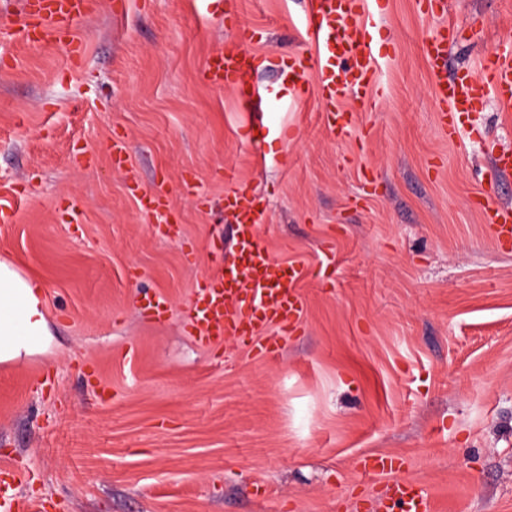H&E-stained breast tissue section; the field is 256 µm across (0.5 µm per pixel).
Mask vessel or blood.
Here are the masks:
<instances>
[{
	"label": "vessel or blood",
	"mask_w": 512,
	"mask_h": 512,
	"mask_svg": "<svg viewBox=\"0 0 512 512\" xmlns=\"http://www.w3.org/2000/svg\"><path fill=\"white\" fill-rule=\"evenodd\" d=\"M92 0H26L17 22L0 28V48L10 42L36 48L49 43L71 42L73 25L91 7ZM365 0H306V33L313 43L314 59L297 58L285 64L280 78L297 88L314 80L322 120L332 135H343L353 126L354 106L373 103L379 91L376 36L365 17ZM458 32L456 25L442 26L424 45L433 62L435 96L441 102L439 121L449 136H456L464 118L482 111L488 100L503 109L512 108V43L489 51L476 70L446 77L440 67L448 56V45ZM254 56L245 49H217L206 60L200 78L205 83L247 91V105L266 108L258 88L250 87L256 72ZM128 194L149 216L171 218L175 203L163 187L147 188L131 182ZM268 206L264 195L246 182H238L224 196V211L235 227L236 255L244 262L242 276L216 272L192 299L190 318L198 341L206 346L234 338L246 342L252 355L271 360L285 339L302 324L303 297L299 289L302 273L292 265L278 264L263 245L259 227ZM483 217L503 250L512 249V208L484 206ZM364 471L391 476L388 487L398 512H432L430 499L406 480L396 479L401 468L395 455L373 454L363 459ZM26 476L6 471L0 479V512H10L13 490Z\"/></svg>",
	"instance_id": "obj_1"
}]
</instances>
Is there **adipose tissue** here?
Masks as SVG:
<instances>
[{
	"mask_svg": "<svg viewBox=\"0 0 512 512\" xmlns=\"http://www.w3.org/2000/svg\"><path fill=\"white\" fill-rule=\"evenodd\" d=\"M39 279L0 262V359L19 361L39 350L47 336Z\"/></svg>",
	"mask_w": 512,
	"mask_h": 512,
	"instance_id": "ef3b65f1",
	"label": "adipose tissue"
}]
</instances>
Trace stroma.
I'll return each instance as SVG.
<instances>
[{"instance_id":"obj_1","label":"stroma","mask_w":512,"mask_h":512,"mask_svg":"<svg viewBox=\"0 0 512 512\" xmlns=\"http://www.w3.org/2000/svg\"><path fill=\"white\" fill-rule=\"evenodd\" d=\"M96 0L83 48L11 47L0 62V260L43 283L45 347L0 368V466L31 472L19 507L41 512H390L402 473L435 512H512V253L473 199L512 204V110L488 102L481 133L438 123L423 47L445 23L462 34L447 73L512 41V0H449L428 18L382 0L385 93L332 137L313 92L281 89L262 149L233 88L199 70L237 33L203 0ZM303 0H239L256 83L277 86L283 56L310 57ZM124 136L127 165L112 164ZM192 174L196 196H184ZM165 182L166 229L127 180ZM270 202L260 232L300 267L302 326L279 357L193 338L188 306L224 261L233 226L218 201L233 180ZM332 249L333 286L316 273ZM165 296L155 320L149 299ZM264 494H257V487ZM361 468L367 472L394 475L401 469V463L395 455L373 454L363 459Z\"/></svg>"}]
</instances>
